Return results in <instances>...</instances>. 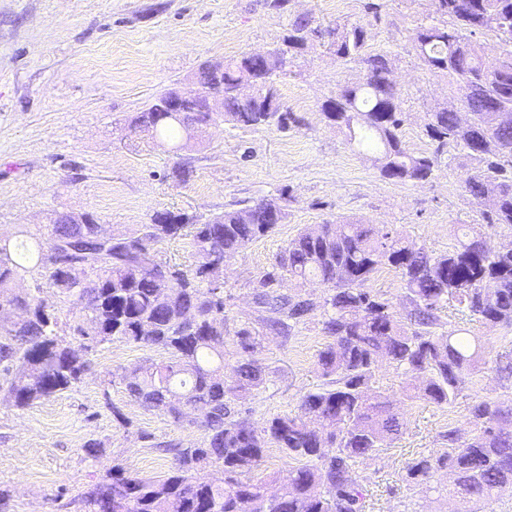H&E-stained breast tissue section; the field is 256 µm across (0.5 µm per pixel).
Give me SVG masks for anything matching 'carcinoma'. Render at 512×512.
<instances>
[{
    "instance_id": "obj_1",
    "label": "carcinoma",
    "mask_w": 512,
    "mask_h": 512,
    "mask_svg": "<svg viewBox=\"0 0 512 512\" xmlns=\"http://www.w3.org/2000/svg\"><path fill=\"white\" fill-rule=\"evenodd\" d=\"M435 16L413 30L412 48L433 74L458 83V103L428 113L429 154H412L400 138L402 110L390 60L368 51V28L357 23L322 28L307 14L288 23L282 43L288 54L243 52L224 60V123L238 128L299 123L281 101L279 79L289 61L313 40L327 41L340 61L364 65L363 82L345 86L321 105L325 121L350 143L378 152L380 176L392 182H426L448 149L476 160L464 180L476 199L491 200L478 224L512 229V0H434ZM495 37L494 62L477 33ZM254 87L250 94L242 92ZM165 95L130 120L132 130L164 139L186 127L206 125L211 115L192 106L182 118L167 117ZM288 192L209 218L157 211L152 223L112 237L100 247L102 224L92 212L53 225L48 242L16 246L0 240V391L27 408L81 382L89 370L88 348L116 340L169 354L121 376L130 397L175 424L188 421L204 432L195 448L158 447L174 467L161 479L130 474L119 466L86 493L87 512H365L363 476L357 463L388 448L401 423L390 396L377 386L378 362L386 360L407 378L406 397L451 405L479 371V338L438 332L448 308L492 327L512 328V249H498L476 235L451 252L434 255L409 244L388 224H340L306 228L275 258L272 270L252 282L258 317L224 329V294L210 287L208 261H228L268 236L287 216ZM190 230L197 257L189 269L159 260L152 245ZM45 286L78 310L73 340L58 334L54 308L32 292L15 291L32 268ZM385 269L404 282L405 311L366 283ZM316 280L317 298L283 293V280ZM331 341L318 353L325 382L301 397L294 416L254 423L240 406L269 382L260 361L265 336L289 335L314 316ZM232 335L236 357L224 373V344ZM496 370L512 379V351L503 348ZM471 434L460 440L448 429L447 450L409 463L406 480L428 485L443 471L446 493L460 502L489 500L512 489V400L481 397L469 407ZM273 445L294 466L271 495L268 483L246 474L259 468Z\"/></svg>"
}]
</instances>
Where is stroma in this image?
Listing matches in <instances>:
<instances>
[{"label": "stroma", "instance_id": "1", "mask_svg": "<svg viewBox=\"0 0 512 512\" xmlns=\"http://www.w3.org/2000/svg\"><path fill=\"white\" fill-rule=\"evenodd\" d=\"M366 0H288L283 11L267 0H0V237H47L61 214L94 213L106 233L150 223L155 211L203 217L279 196L288 190L287 218L224 267L227 328L255 317L250 283L270 270L299 231L346 218L389 224L429 253L452 251L464 226L485 205L463 181L474 169L464 154L440 161L426 182L380 177L372 151L349 144L327 125L320 105L364 75L313 42L280 84L285 106L304 123L210 127L196 139L177 137L178 152L131 132L128 123L155 97L187 81L208 60L280 45L296 14L332 27L362 22ZM382 20L369 28L368 48L388 55L400 94V137L414 154L431 152L427 114L458 96L455 80L430 73L411 47L418 19L432 0H382ZM188 169L186 183L172 176ZM480 337L477 383L452 406L403 399L402 379L388 362L377 382L398 402L402 424L391 447L361 460L365 512H455L448 497L405 480L408 462L446 451L448 428L472 430L468 408L481 396L503 394L495 359L512 345V329L459 314L441 318L443 333ZM318 320L290 335H269L261 359L265 391L248 401L254 422L297 414L303 394L323 383L317 354L326 343ZM162 352L116 340L99 345L73 388L21 409L0 392V488L10 497L0 512H86L84 495L113 466L143 477L166 475L171 455L158 444L203 442L197 427L173 423L129 397L123 371ZM99 443L95 455L87 444Z\"/></svg>", "mask_w": 512, "mask_h": 512}]
</instances>
